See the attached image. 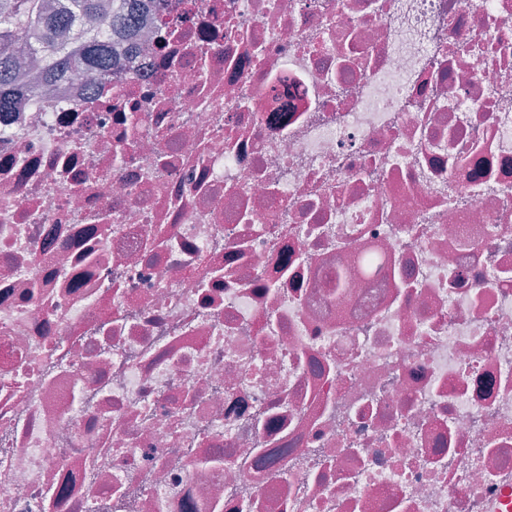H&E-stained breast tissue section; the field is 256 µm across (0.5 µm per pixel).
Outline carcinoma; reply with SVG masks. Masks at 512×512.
<instances>
[{"label": "carcinoma", "mask_w": 512, "mask_h": 512, "mask_svg": "<svg viewBox=\"0 0 512 512\" xmlns=\"http://www.w3.org/2000/svg\"><path fill=\"white\" fill-rule=\"evenodd\" d=\"M155 0H0V113L21 95L46 91L53 80L102 76L120 51L102 34L115 26L136 29L139 15Z\"/></svg>", "instance_id": "1"}]
</instances>
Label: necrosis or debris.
<instances>
[{
  "label": "necrosis or debris",
  "instance_id": "1",
  "mask_svg": "<svg viewBox=\"0 0 512 512\" xmlns=\"http://www.w3.org/2000/svg\"><path fill=\"white\" fill-rule=\"evenodd\" d=\"M141 25L0 113V512H512V0Z\"/></svg>",
  "mask_w": 512,
  "mask_h": 512
}]
</instances>
